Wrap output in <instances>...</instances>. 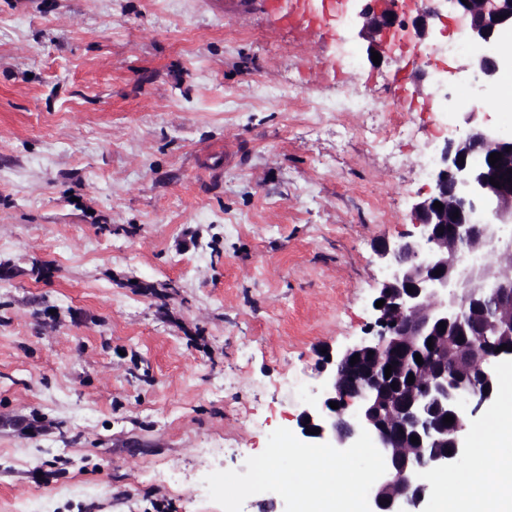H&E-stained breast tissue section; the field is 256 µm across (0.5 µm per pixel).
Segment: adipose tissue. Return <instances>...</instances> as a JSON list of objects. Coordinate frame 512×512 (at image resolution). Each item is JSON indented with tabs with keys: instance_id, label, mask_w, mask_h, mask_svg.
<instances>
[{
	"instance_id": "obj_1",
	"label": "adipose tissue",
	"mask_w": 512,
	"mask_h": 512,
	"mask_svg": "<svg viewBox=\"0 0 512 512\" xmlns=\"http://www.w3.org/2000/svg\"><path fill=\"white\" fill-rule=\"evenodd\" d=\"M470 463L436 486V512H512V428L494 425L470 436ZM496 460L494 477L486 465Z\"/></svg>"
}]
</instances>
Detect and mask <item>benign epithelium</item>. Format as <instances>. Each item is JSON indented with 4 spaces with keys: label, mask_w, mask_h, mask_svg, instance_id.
<instances>
[{
    "label": "benign epithelium",
    "mask_w": 512,
    "mask_h": 512,
    "mask_svg": "<svg viewBox=\"0 0 512 512\" xmlns=\"http://www.w3.org/2000/svg\"><path fill=\"white\" fill-rule=\"evenodd\" d=\"M345 2L369 59L374 51L391 60L411 45L436 44L439 25L454 14L478 49L468 69L484 87L495 85L506 64L491 47L512 31V0ZM399 30L405 33L401 43L393 39ZM494 152L502 159L492 165ZM509 169L512 136L493 127L474 126L465 137L444 143L433 190L411 209L412 223L423 227L421 238L386 242L379 250L387 277L375 300L385 303L375 309L371 335L337 357L322 358V397L301 412L299 428L304 438L338 449L349 447L363 428L373 436L386 472L368 496L370 512H423L432 479L458 468L468 455L467 420L495 401V366L503 355L498 347L512 346V275L482 260L512 257V235L503 238L512 231ZM436 201L443 210L434 208ZM441 322L446 329L438 327ZM356 354L359 361L352 365ZM416 354L427 380L410 384ZM446 415L454 423H444ZM314 427L321 432L306 433ZM413 436L419 443L410 441Z\"/></svg>",
    "instance_id": "7a95c632"
}]
</instances>
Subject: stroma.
Returning a JSON list of instances; mask_svg holds the SVG:
<instances>
[{"mask_svg": "<svg viewBox=\"0 0 512 512\" xmlns=\"http://www.w3.org/2000/svg\"><path fill=\"white\" fill-rule=\"evenodd\" d=\"M217 0H0V512H222L375 321L425 158L512 104L469 53ZM447 71V86L423 68ZM360 93L365 112L325 104Z\"/></svg>", "mask_w": 512, "mask_h": 512, "instance_id": "35a3bbf8", "label": "stroma"}]
</instances>
